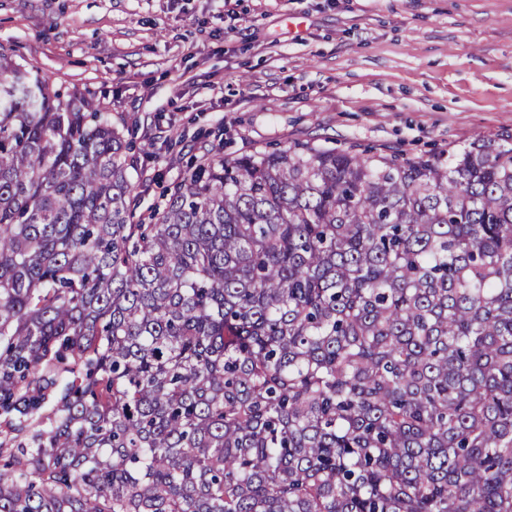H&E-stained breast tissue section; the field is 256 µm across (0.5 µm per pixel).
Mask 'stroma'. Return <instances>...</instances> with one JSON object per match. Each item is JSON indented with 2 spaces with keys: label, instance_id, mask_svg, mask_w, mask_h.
I'll use <instances>...</instances> for the list:
<instances>
[{
  "label": "stroma",
  "instance_id": "35a3bbf8",
  "mask_svg": "<svg viewBox=\"0 0 512 512\" xmlns=\"http://www.w3.org/2000/svg\"><path fill=\"white\" fill-rule=\"evenodd\" d=\"M0 47L127 130L146 207L210 152L512 140V0H0Z\"/></svg>",
  "mask_w": 512,
  "mask_h": 512
}]
</instances>
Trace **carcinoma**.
<instances>
[{"label": "carcinoma", "instance_id": "obj_1", "mask_svg": "<svg viewBox=\"0 0 512 512\" xmlns=\"http://www.w3.org/2000/svg\"><path fill=\"white\" fill-rule=\"evenodd\" d=\"M133 165L0 52V512H512V144Z\"/></svg>", "mask_w": 512, "mask_h": 512}]
</instances>
